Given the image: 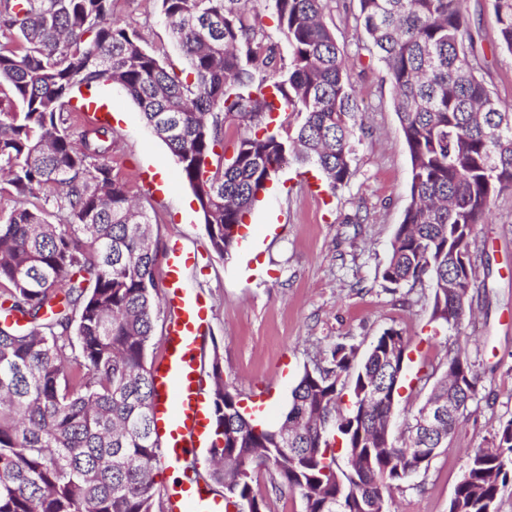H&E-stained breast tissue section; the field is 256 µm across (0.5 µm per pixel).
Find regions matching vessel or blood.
Returning <instances> with one entry per match:
<instances>
[{"label": "vessel or blood", "mask_w": 512, "mask_h": 512, "mask_svg": "<svg viewBox=\"0 0 512 512\" xmlns=\"http://www.w3.org/2000/svg\"><path fill=\"white\" fill-rule=\"evenodd\" d=\"M200 262L197 252L182 242L170 247L164 281L168 312L162 356L155 366L157 397L153 413L168 465L208 447L212 437L210 405L204 391L199 342L212 307L202 295L184 286V274ZM171 512H225L224 500L203 490L200 483L182 478L169 494Z\"/></svg>", "instance_id": "obj_1"}]
</instances>
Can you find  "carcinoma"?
Masks as SVG:
<instances>
[{
  "label": "carcinoma",
  "instance_id": "cac0c4a2",
  "mask_svg": "<svg viewBox=\"0 0 512 512\" xmlns=\"http://www.w3.org/2000/svg\"><path fill=\"white\" fill-rule=\"evenodd\" d=\"M187 62L180 77L114 23L112 0H0V191L16 206L0 219V512H164L155 481L161 444L152 413L160 300L150 216L112 173V128L72 135L81 88L124 90L171 150L201 206L212 250L229 256L244 217L281 164L314 165L331 190L352 177L358 106L344 53L323 21L326 0H158ZM499 43L512 53V0H494ZM366 50L387 69L407 145L410 200L382 273L396 289L429 281L431 320L458 328L471 307L474 227L512 190V104L478 76L475 39L460 0H358ZM288 46L280 62L279 43ZM279 74L272 81L268 71ZM237 128L232 158L225 125ZM274 129H269V125ZM56 198V217L30 202ZM410 341L388 328L357 372V348L334 344L303 373L278 428L258 424L214 355L208 478L238 512H267L253 489L269 474L305 512H390L391 490L427 469L424 446L448 447L478 378L465 354L448 357L425 404L400 436L385 430L398 404ZM352 403L342 409L346 377ZM452 403L427 434L418 416ZM343 456L336 455V439ZM512 469V420L490 448L468 456L448 512H496Z\"/></svg>",
  "mask_w": 512,
  "mask_h": 512
}]
</instances>
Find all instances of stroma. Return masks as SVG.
Segmentation results:
<instances>
[{
    "instance_id": "35a3bbf8",
    "label": "stroma",
    "mask_w": 512,
    "mask_h": 512,
    "mask_svg": "<svg viewBox=\"0 0 512 512\" xmlns=\"http://www.w3.org/2000/svg\"><path fill=\"white\" fill-rule=\"evenodd\" d=\"M461 8L485 57L481 79L499 100L512 102V53L499 46L493 0H462ZM357 12L358 0H327L324 17L359 104L352 178L333 192L320 171L283 165L229 257L212 251L192 188L132 99L106 87L93 96L92 109L116 132L113 170L146 205L160 252L178 238L202 253L185 278L189 291L212 303L202 360L220 356L231 390L267 425L283 421L299 378L323 363L333 344L357 346L363 355L391 327L411 339L401 418L428 394L418 376L442 375L449 355L467 354L478 377L476 399L447 447L427 471L394 490L390 505L391 512H448L468 454L489 447L495 430L512 420V191L496 197L486 223L474 229L472 311L459 328L431 322L428 284L385 287L381 273L409 201L411 166L385 67L362 50ZM112 16L136 29L162 60L184 68L158 0H112Z\"/></svg>"
}]
</instances>
